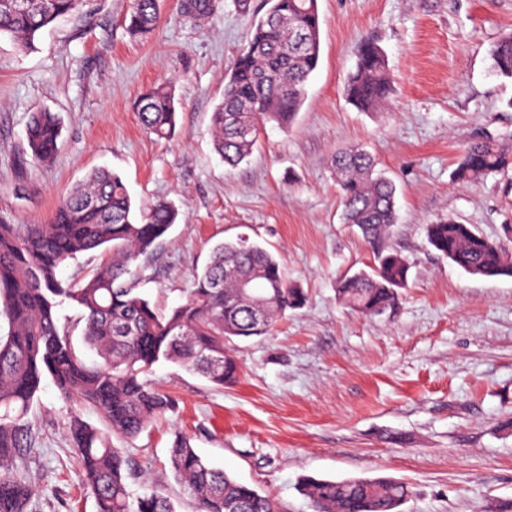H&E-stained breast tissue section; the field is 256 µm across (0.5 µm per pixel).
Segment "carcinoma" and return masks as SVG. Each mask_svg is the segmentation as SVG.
I'll return each mask as SVG.
<instances>
[{
  "label": "carcinoma",
  "mask_w": 512,
  "mask_h": 512,
  "mask_svg": "<svg viewBox=\"0 0 512 512\" xmlns=\"http://www.w3.org/2000/svg\"><path fill=\"white\" fill-rule=\"evenodd\" d=\"M159 0H131L127 32L151 36ZM0 0V36L23 50L57 20L77 12L83 0ZM252 23L247 45L227 76L222 101L211 114L213 148L231 168L247 158L262 127L286 128L301 109L306 84L319 66L322 19L318 0H266ZM493 71L512 78V33L490 50ZM391 81L382 49L360 42L345 94L353 106L370 111L385 105ZM142 129L158 138L174 135L177 107L170 84L147 88L134 106ZM62 127L57 114L33 113L18 169L51 163ZM343 221L355 225L373 249L375 267L336 283V297L367 318L393 309L408 287L409 265L398 252L381 246L396 223L395 184L376 170L362 148L336 152ZM512 166V156L489 142L469 144L455 169L462 184H476L491 172ZM178 209L168 201L135 213L117 173L97 168L59 203L47 224H11L0 217V512H33L32 490L14 464L26 456L33 433L28 415L45 379L74 406L67 436L77 453L84 484L96 512H177L156 490L135 497L129 480L135 468L112 438L134 439L175 402L147 379L156 364H180L217 387L235 384L237 359L224 347L233 338L264 337L306 294L291 285L280 260L251 240L216 245L194 275L185 302L161 313L139 291L137 260L152 252L176 223ZM426 239L442 257L465 272L486 278L512 277V261L502 248L471 224L452 218L425 228ZM101 250L108 259L90 276L58 277L77 255ZM79 310L85 346L98 360L87 363L72 342V325L58 309ZM91 408L104 419L101 429L85 421ZM169 464L194 505V512H286L278 500L210 466L190 438L177 434ZM298 492L313 512H403L411 496L405 483L390 476L327 479L303 476Z\"/></svg>",
  "instance_id": "cac0c4a2"
}]
</instances>
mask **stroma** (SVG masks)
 Here are the masks:
<instances>
[{
  "instance_id": "35a3bbf8",
  "label": "stroma",
  "mask_w": 512,
  "mask_h": 512,
  "mask_svg": "<svg viewBox=\"0 0 512 512\" xmlns=\"http://www.w3.org/2000/svg\"><path fill=\"white\" fill-rule=\"evenodd\" d=\"M160 0L147 40L126 31L129 0H84L35 50L0 38V217L44 224L94 168L119 173L135 205L173 202L179 216L141 258L140 288L159 309L184 302L215 244L248 235L280 256L305 305L269 336L231 343L242 375L224 388L173 363L150 378L176 408L126 442L179 512L193 504L170 471L175 434L213 466L311 512L299 477L387 475L407 482L406 512H490L512 500V278L468 274L427 242L450 217L512 251V168L456 183L462 148L487 139L512 153V80L490 50L512 31V0H318L321 61L294 123L266 126L236 168L213 150L210 115L263 0H208L205 16ZM385 54L393 94L361 112L344 93L362 39ZM171 83L177 132L141 129L140 94ZM63 122L53 163L18 170L30 112ZM359 145L396 186L384 240L407 261L396 307L366 319L336 298L338 279L373 251L342 220L332 158ZM69 407L44 381L29 413L36 443L19 461L35 512H96L65 438Z\"/></svg>"
}]
</instances>
